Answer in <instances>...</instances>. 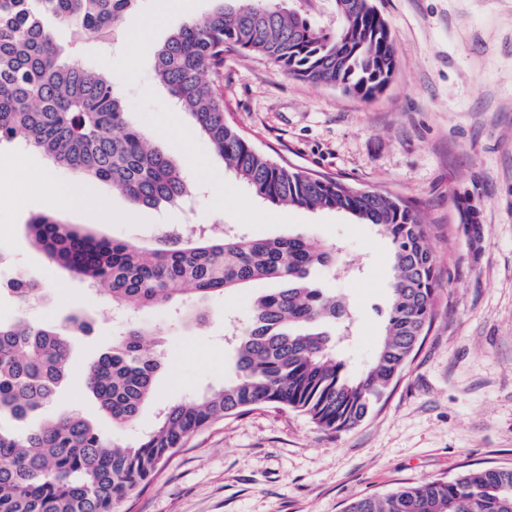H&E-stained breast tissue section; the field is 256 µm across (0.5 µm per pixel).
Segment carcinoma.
<instances>
[{
	"label": "carcinoma",
	"mask_w": 512,
	"mask_h": 512,
	"mask_svg": "<svg viewBox=\"0 0 512 512\" xmlns=\"http://www.w3.org/2000/svg\"><path fill=\"white\" fill-rule=\"evenodd\" d=\"M135 2L0 0V141L17 140L57 168L109 182L135 206L179 205L191 186L181 167L127 122L117 78L64 62L46 21L49 15L57 26L94 37L126 25ZM219 2L159 49L157 79L257 196L274 205L343 211L390 239L385 335L371 364L350 376L336 357L332 331L350 320L349 307L317 281L319 271L336 267L338 248L303 234L213 236L200 229L149 246L40 215L28 225L34 244L88 287H107L116 306L174 303L191 325L205 319L211 295L262 281L277 287L254 299L248 321L233 335L236 379L200 400L164 407L157 427L127 446L104 437L76 410L36 421L66 379L67 330L25 318L0 322V512H114L191 433L254 406L299 411L324 432L350 430L381 401L431 328L440 277L429 225L413 204L378 191L356 198L347 183L276 163L226 120L213 86L224 53L238 51L368 99L373 70L383 64L392 76L397 69L394 42L372 37L389 28L388 19L371 0H340L336 28L326 31L278 0ZM15 297L21 304L42 301L47 289L22 275ZM148 335L146 326L130 324L89 366L86 388L115 426L133 424L152 397L163 356L145 345ZM346 512H512V469L400 486L362 496Z\"/></svg>",
	"instance_id": "cac0c4a2"
}]
</instances>
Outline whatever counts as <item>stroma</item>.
<instances>
[{
	"label": "stroma",
	"instance_id": "1",
	"mask_svg": "<svg viewBox=\"0 0 512 512\" xmlns=\"http://www.w3.org/2000/svg\"><path fill=\"white\" fill-rule=\"evenodd\" d=\"M388 18L398 67L381 94L363 100L283 74L268 60L230 52L214 79L224 112L278 163L414 202L431 226L441 290L433 326L397 383L358 426L320 431L305 415L255 406L193 433L146 487L115 512H346L356 498L408 483L512 468V0H376ZM217 0H137V60L127 33L108 40L57 31L65 61L120 76L129 122L177 165L197 194L193 209L141 208L111 184L81 183V200L59 209L32 194V179L61 184L76 173L39 151L0 143V279L17 273L49 291L22 306L0 291V322L23 315L56 325L87 323L74 341L69 377L50 413L76 409L109 439L136 443L164 405L234 380L224 321L246 323L255 288L212 297L206 319L186 325L177 308L136 313L156 330L164 363L138 420L118 429L83 388L88 363L128 321L106 291L86 288L49 262L26 226L50 214L67 224L138 244L176 224H220L248 236L301 233L340 249L342 271L323 288L344 298L355 321L339 352L349 374L372 361L386 325L389 239L372 224L329 209L276 206L236 181L158 82L164 42ZM224 182L216 198L211 180Z\"/></svg>",
	"mask_w": 512,
	"mask_h": 512
}]
</instances>
